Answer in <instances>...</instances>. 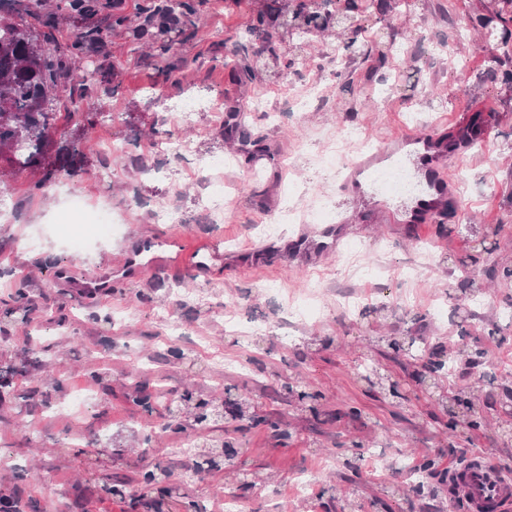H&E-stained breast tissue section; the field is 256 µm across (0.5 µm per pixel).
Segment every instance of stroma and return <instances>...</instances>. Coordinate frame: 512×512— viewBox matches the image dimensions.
<instances>
[{
  "mask_svg": "<svg viewBox=\"0 0 512 512\" xmlns=\"http://www.w3.org/2000/svg\"><path fill=\"white\" fill-rule=\"evenodd\" d=\"M303 0H205L191 36L177 52L174 85L148 94L168 57L145 56L122 32L97 53L91 69L107 75L88 101L93 128L59 121L57 140L80 141L74 176L30 193V172L0 161V298L27 275L29 322L0 320V493L15 494L19 512H158L144 471L172 479L191 470L185 441L218 433L239 448L247 477L237 512H458L448 472L462 455L486 458L512 474V58L488 61L475 19L501 13L512 31V0H388L381 15L359 18L358 31L333 27L307 39L279 29L288 64L255 56L261 36L246 35L253 14L292 15ZM241 35L252 52L229 76L214 49H234ZM370 57L342 58L349 40ZM200 103L219 97L223 115L196 112L184 122L186 95ZM482 102L486 141L452 164L455 202L443 223L393 224L388 208L406 212L412 200L383 194L369 181L366 196L345 197L341 180L317 159L342 149L360 155L347 133L380 150L396 141L464 124ZM176 136L193 155L173 168L156 146ZM127 143L105 160L98 144ZM228 156L214 172L228 192L223 222L202 206L200 157ZM329 197L336 247L321 256L291 255L298 237L317 238L305 220L266 237L262 227L283 206L308 212ZM178 208L183 221L161 224L159 206ZM120 221L112 241L75 250L103 211ZM161 242V255L201 253L218 243L219 259L198 270L163 276L122 271L136 246ZM468 265L475 279L463 282ZM496 266L499 278L485 270ZM75 273L115 272L109 292L74 294L58 280ZM314 290L323 313L285 317L288 298ZM172 313L182 327L172 333ZM446 361L425 389L406 344ZM177 349L182 359L169 358ZM311 393L301 403L284 384ZM247 395L258 420L224 411L218 430L197 425L168 430L162 405L146 408L139 387L176 398L192 390L220 398L226 386ZM88 389L77 413L63 405ZM462 395L471 422L450 420L442 397ZM434 464L421 491L411 471ZM228 470L196 475L183 504L160 512H225ZM126 493H105L108 485Z\"/></svg>",
  "mask_w": 512,
  "mask_h": 512,
  "instance_id": "obj_1",
  "label": "stroma"
}]
</instances>
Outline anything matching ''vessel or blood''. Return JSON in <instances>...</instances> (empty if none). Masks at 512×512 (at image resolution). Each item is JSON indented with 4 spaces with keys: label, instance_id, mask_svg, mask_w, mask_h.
Masks as SVG:
<instances>
[{
    "label": "vessel or blood",
    "instance_id": "1",
    "mask_svg": "<svg viewBox=\"0 0 512 512\" xmlns=\"http://www.w3.org/2000/svg\"><path fill=\"white\" fill-rule=\"evenodd\" d=\"M413 161L424 175L427 191L416 198L407 212L410 224H428L438 215L442 202L453 192L449 175L451 161L464 158L471 136L423 134L413 137ZM129 265L154 271L169 261L144 246L128 259ZM449 487L464 512H512V477L481 457H466L449 473Z\"/></svg>",
    "mask_w": 512,
    "mask_h": 512
}]
</instances>
